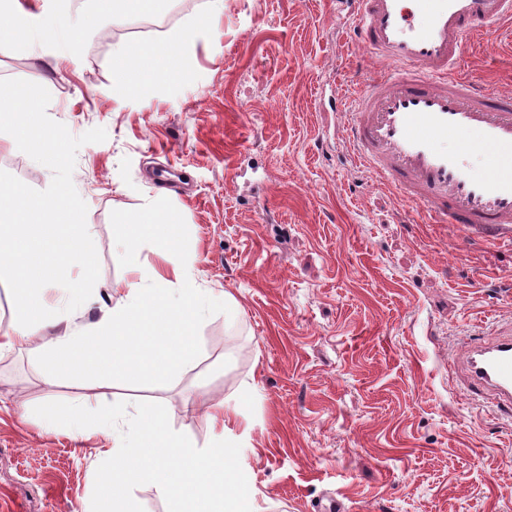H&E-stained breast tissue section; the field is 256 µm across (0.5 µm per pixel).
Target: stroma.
Here are the masks:
<instances>
[{
	"mask_svg": "<svg viewBox=\"0 0 512 512\" xmlns=\"http://www.w3.org/2000/svg\"><path fill=\"white\" fill-rule=\"evenodd\" d=\"M35 41L0 54V83L37 84L66 151L55 168L0 140V185L81 204L89 272L47 287L48 327L0 350V512H103L111 436L72 437L90 384H46L55 331L93 322L129 278L112 242L143 207L176 213L194 275L215 299L195 360L113 388L98 409L150 407L198 447L209 414L239 403L238 460L256 512H512V408L473 393L457 355L512 327V243L463 241L356 167L335 92L375 62L353 43L350 0H165L153 21L183 70L150 92L113 90L112 49L144 45L143 18L83 30L95 0H20ZM64 25L40 37L51 20ZM474 84L512 93V25L468 42ZM90 277V305L68 290ZM238 304L234 326L224 297Z\"/></svg>",
	"mask_w": 512,
	"mask_h": 512,
	"instance_id": "35a3bbf8",
	"label": "stroma"
}]
</instances>
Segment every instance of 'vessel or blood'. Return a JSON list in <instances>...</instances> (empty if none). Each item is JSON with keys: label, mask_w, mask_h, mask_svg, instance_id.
<instances>
[{"label": "vessel or blood", "mask_w": 512, "mask_h": 512, "mask_svg": "<svg viewBox=\"0 0 512 512\" xmlns=\"http://www.w3.org/2000/svg\"><path fill=\"white\" fill-rule=\"evenodd\" d=\"M354 27L378 61L351 90L355 159L431 217L512 241V94L460 74L465 45L512 17V0H354ZM481 162L482 175L469 170ZM470 387L512 405V336L470 344Z\"/></svg>", "instance_id": "1"}]
</instances>
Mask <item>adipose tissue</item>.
<instances>
[{
	"label": "adipose tissue",
	"mask_w": 512,
	"mask_h": 512,
	"mask_svg": "<svg viewBox=\"0 0 512 512\" xmlns=\"http://www.w3.org/2000/svg\"><path fill=\"white\" fill-rule=\"evenodd\" d=\"M188 38L181 32L172 42L149 49L116 45L112 50L115 91L138 90L178 73L180 59L174 46ZM40 99L37 86L0 84V112L21 105L16 125L42 164L51 167L61 153L44 147L48 135L37 118ZM8 191L14 200L0 205V268H7L13 278V307L21 320L0 343L13 347L45 326L46 301L40 290L58 278L57 266L38 262L37 254L49 249L63 252L87 268L94 253L61 224L41 241L11 230L12 225L32 223L38 211L50 219L73 212L69 192L60 189L33 202L23 186L9 185ZM145 246L159 256L158 268L143 270L139 256ZM123 247L131 273L125 295L102 306L87 328L64 331L46 345L39 367L47 383L78 380L89 373L97 388L106 391L134 377L170 376L194 361L196 329L212 304L213 292L198 284L184 260L181 225L171 218L160 220L154 206H145L137 224L124 233ZM71 417L77 436L112 433V472L102 485L111 512H135L127 493L133 483L150 486L167 503L168 512H254L251 499L238 491L242 474L234 438L221 435L209 447H197L150 407L140 409L124 430L110 428L106 416L85 404L75 407Z\"/></svg>",
	"instance_id": "ef3b65f1"
}]
</instances>
